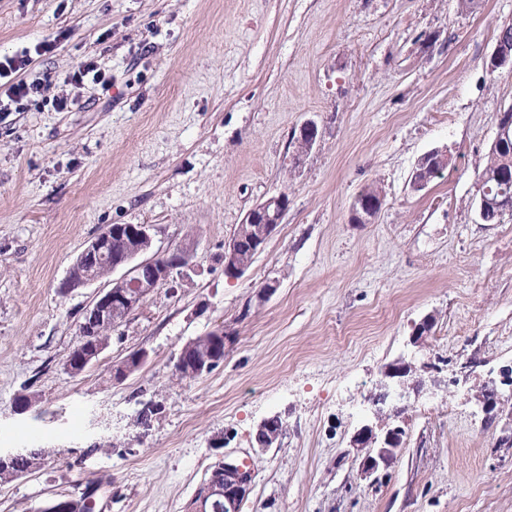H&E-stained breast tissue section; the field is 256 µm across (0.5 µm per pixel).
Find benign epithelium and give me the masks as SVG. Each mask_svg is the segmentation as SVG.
Segmentation results:
<instances>
[{"instance_id": "obj_1", "label": "benign epithelium", "mask_w": 512, "mask_h": 512, "mask_svg": "<svg viewBox=\"0 0 512 512\" xmlns=\"http://www.w3.org/2000/svg\"><path fill=\"white\" fill-rule=\"evenodd\" d=\"M288 210V196L279 193L267 198L250 209L244 223L239 225L236 234L224 244V275L238 278L250 267V260L243 253L241 235L245 225L256 222L257 214L264 215L272 224H278ZM352 211L359 212V221L369 224L377 214L378 206L370 205L361 196H356ZM123 245L124 258L111 266L110 273L123 271V274L109 281L99 289L93 302L83 313V326L88 332H97V326L104 324V315L108 309L124 316L141 306L143 301L156 289L169 284L176 270L190 264L191 252L184 247H176L161 257L150 260H138L145 250L152 246L150 228L145 224H119L105 229L91 239L76 258L67 278L60 284V289L69 292L75 288H85L97 282V279L83 271V267L101 260L106 256V249L111 240ZM191 358V366H185V358ZM224 357L216 355L199 356L194 353V345L187 342L178 355L180 366L187 367V377H195L212 371L223 363ZM435 365L430 362L415 364L399 359L388 364L382 372L381 388L375 403H390L393 418L399 419L407 408V389L418 395L426 382L435 381L432 373ZM413 376L415 381L407 383L406 377ZM487 387L480 398L482 411L489 416L494 411L498 399V386H512V367L499 370V378L488 377ZM285 427L282 416L278 413L263 419L257 427L255 442L259 450L264 451L277 444ZM406 436V431L399 425L386 423L364 424L352 436L354 448H365L367 452L361 457V470L372 475L388 468L396 458L399 443ZM254 479V469L234 460L220 463L214 469L208 481L197 494L198 512H214L217 500L224 501V512H238V504L249 492Z\"/></svg>"}]
</instances>
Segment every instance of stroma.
I'll list each match as a JSON object with an SVG mask.
<instances>
[{"label":"stroma","instance_id":"35a3bbf8","mask_svg":"<svg viewBox=\"0 0 512 512\" xmlns=\"http://www.w3.org/2000/svg\"><path fill=\"white\" fill-rule=\"evenodd\" d=\"M508 23L512 0H0V56L66 30L33 71L60 83L92 57L112 75L69 112L38 100L0 112V448L43 451L0 480V512H37L90 482L95 512H190L227 456L255 470L240 512H512V388L492 415L480 403L488 372L512 364V217L476 213L512 106V74L486 69ZM307 121L319 136L297 166ZM434 149L450 163L413 191ZM369 185L381 207L353 223ZM278 193L281 224L225 277V242ZM113 224L149 225L155 254L188 246L191 266L74 374L96 289L59 285ZM426 316L430 334L411 344ZM217 329L223 364L178 379L183 345ZM137 350L148 360L114 379ZM400 358L443 369L410 396L406 441L372 479L350 440L387 417L372 400ZM276 413L278 446L256 452ZM363 197H379V191L377 187L365 188L361 193ZM362 196L357 195L352 204V213L355 211L359 212V221L362 224H369L377 214L378 206L370 205L365 202ZM285 427L282 416L278 413L263 419L257 427L255 442L259 451H265L277 444ZM29 455L26 459L17 461L11 467L4 468L0 466V479H9L14 475H22L36 468L40 464L42 451L40 449H28Z\"/></svg>","mask_w":512,"mask_h":512}]
</instances>
